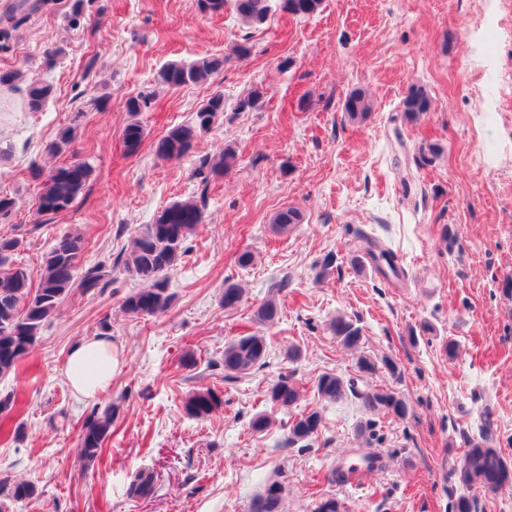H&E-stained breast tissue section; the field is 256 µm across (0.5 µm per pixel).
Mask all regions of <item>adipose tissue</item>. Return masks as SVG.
<instances>
[{"label":"adipose tissue","mask_w":512,"mask_h":512,"mask_svg":"<svg viewBox=\"0 0 512 512\" xmlns=\"http://www.w3.org/2000/svg\"><path fill=\"white\" fill-rule=\"evenodd\" d=\"M118 369L111 338L100 336L73 344L66 361L65 377L74 391L93 399L110 386Z\"/></svg>","instance_id":"obj_1"}]
</instances>
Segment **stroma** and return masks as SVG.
<instances>
[{
	"instance_id": "1",
	"label": "stroma",
	"mask_w": 512,
	"mask_h": 512,
	"mask_svg": "<svg viewBox=\"0 0 512 512\" xmlns=\"http://www.w3.org/2000/svg\"><path fill=\"white\" fill-rule=\"evenodd\" d=\"M67 12V0H50L0 47V70L23 69L54 90L43 111L31 112L22 88L0 87V194L20 200L0 217V236L22 240L18 264L37 273L66 231L87 240L84 264L113 263L141 225L177 200H196L204 221L168 275L167 311L127 316L122 298L136 282L124 274L103 292H73L18 371L0 378V396L18 399L10 433L0 436V478L37 487L9 512H249L272 481L284 486V512H312L323 496L346 512H451L464 492L475 512H512V485L467 490L458 479L465 448L481 437L512 459V12L496 0H323L314 16L277 11L249 27L229 10L200 12L197 0H92L77 28ZM239 44L249 57H231ZM56 45L65 55L46 65ZM210 54L227 61L208 82L155 83L164 64ZM413 83L432 107L409 121L399 105ZM257 85L267 91L262 110L236 111ZM357 87L376 100L362 123L342 112ZM143 90L155 99L131 155L123 101ZM217 91L226 104L219 123L183 160L159 158L157 141ZM68 126L75 141L49 153ZM228 141L237 167L210 173L205 161ZM425 143L442 152L422 167ZM85 157L93 174L72 207L37 215L31 169ZM287 206L305 221L282 235L271 217ZM369 239L393 247L402 279L382 277L369 262L352 265ZM246 250L255 261L244 269L236 256ZM329 254L336 261L325 275ZM228 280L246 290L229 310L220 303ZM278 281L280 318L259 326L254 312ZM339 314L361 327L357 348L332 335ZM104 321L120 370L88 400L66 382L64 364L73 342L97 336ZM256 331L268 342L264 366L225 379V344ZM451 340L459 345L453 359ZM362 356L375 372L359 371ZM325 373L353 380L357 391L397 394L407 416L365 413L355 394L322 402L315 384ZM284 376L303 398L274 411L265 393ZM207 386L221 392L222 408L189 418L184 400ZM109 404L119 409L112 435L85 465L80 427ZM312 409L322 415L319 434L289 443L295 415ZM266 410L274 426L253 432L252 418ZM367 456L377 464L358 482L340 479ZM143 468L156 474L146 499L127 492Z\"/></svg>"
}]
</instances>
